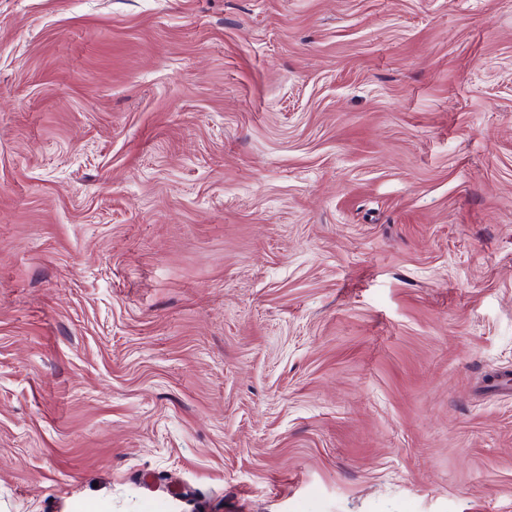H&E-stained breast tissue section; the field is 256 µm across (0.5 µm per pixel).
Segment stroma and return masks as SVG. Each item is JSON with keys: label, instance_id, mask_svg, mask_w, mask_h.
<instances>
[{"label": "stroma", "instance_id": "35a3bbf8", "mask_svg": "<svg viewBox=\"0 0 512 512\" xmlns=\"http://www.w3.org/2000/svg\"><path fill=\"white\" fill-rule=\"evenodd\" d=\"M512 0H0V512H512Z\"/></svg>", "mask_w": 512, "mask_h": 512}]
</instances>
